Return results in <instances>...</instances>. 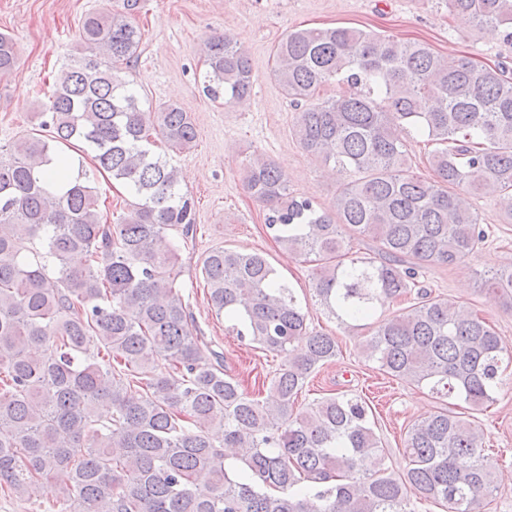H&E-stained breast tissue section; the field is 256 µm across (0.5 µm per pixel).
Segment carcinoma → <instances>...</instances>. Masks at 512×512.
I'll use <instances>...</instances> for the list:
<instances>
[{
    "instance_id": "carcinoma-1",
    "label": "carcinoma",
    "mask_w": 512,
    "mask_h": 512,
    "mask_svg": "<svg viewBox=\"0 0 512 512\" xmlns=\"http://www.w3.org/2000/svg\"><path fill=\"white\" fill-rule=\"evenodd\" d=\"M138 4L85 16L88 53L60 71L38 127L0 148V489L30 499L64 473L60 512H414L413 497L475 512L497 490V472L458 406L472 413L496 401L499 336L478 312L425 290L389 315L375 302L407 298L420 267L471 259L487 233L470 195L499 196L512 222L506 67L357 27L301 28L274 47L298 144L357 178L337 184L329 207L288 193L268 156L247 159L243 182L268 209L275 242L314 258L316 301L344 329H368L366 359L440 400L407 427L408 468L396 474L361 399L337 392L295 409L338 344L310 330L263 254L215 248L201 273L228 334L288 353L266 401L225 374L224 357L202 339L176 271L194 203L179 193L177 168L152 150L154 131L182 153L196 129L173 104L144 112L113 71L139 56L142 33L128 18ZM448 13L512 40V0H448ZM203 55L211 100L230 105L251 92L236 41L211 36ZM15 64L14 42L0 33V75ZM332 82L346 91L320 99ZM401 126L435 145L426 158L434 179L411 172ZM76 142L92 169L57 150ZM97 172L134 198L114 224L99 208ZM363 237L377 243L369 256L351 251ZM78 253L84 261L73 266ZM482 286L512 307V266ZM101 405L111 413L98 415Z\"/></svg>"
}]
</instances>
